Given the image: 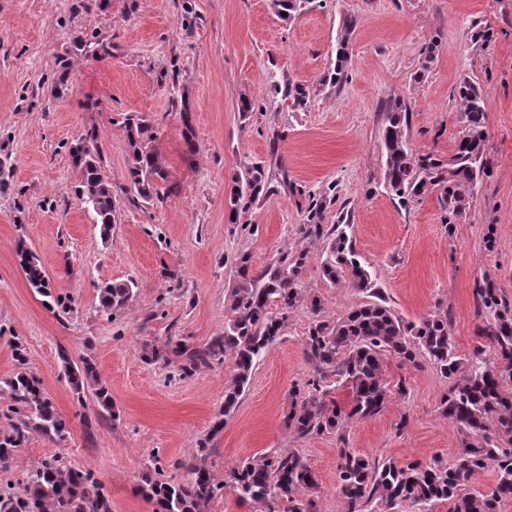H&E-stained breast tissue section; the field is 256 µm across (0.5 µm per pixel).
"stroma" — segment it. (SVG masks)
<instances>
[{
    "instance_id": "stroma-1",
    "label": "stroma",
    "mask_w": 512,
    "mask_h": 512,
    "mask_svg": "<svg viewBox=\"0 0 512 512\" xmlns=\"http://www.w3.org/2000/svg\"><path fill=\"white\" fill-rule=\"evenodd\" d=\"M347 19V78L322 85ZM478 25L489 41L474 42ZM434 38L440 45L424 61ZM464 77L486 93L494 165L465 214L448 222L436 193L402 208L386 192L379 132L387 105L403 97L413 149L448 158L463 126L454 90ZM292 84L309 89L306 108L286 98ZM244 95L253 112H239ZM175 97L190 111L196 151L185 144ZM131 114L152 126L177 187L162 200L128 186ZM91 134L116 209L105 239L78 197L71 156ZM248 162L264 165L271 190L233 224L231 179ZM328 192L324 227L350 214L355 249L392 311L413 324L445 317L459 358L480 348L496 362L480 336L474 288L490 282L512 306V0H327L288 21L270 0H0V381L26 369L69 427L61 440L28 433L0 468V498L20 494L28 473L59 454L93 471L111 512H154L145 478H180L182 462L204 445L219 480L245 460L299 453L318 480V512H343L340 447L401 465L453 459L462 434L441 401L454 382L426 360H387L388 380L405 391L377 415L306 436L286 423L295 389L313 374L305 354L312 300L336 320L367 299L325 281L324 238L298 231L309 194ZM21 240L61 304L29 286L14 257ZM302 251V299L225 410L233 356L187 374L172 348L223 335L239 256L258 272ZM130 279L127 306L103 315L99 285ZM155 350L163 360L151 361ZM67 360L94 365L111 409L92 391L74 394ZM219 419L224 428L212 433Z\"/></svg>"
}]
</instances>
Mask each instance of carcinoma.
<instances>
[{"instance_id":"cac0c4a2","label":"carcinoma","mask_w":512,"mask_h":512,"mask_svg":"<svg viewBox=\"0 0 512 512\" xmlns=\"http://www.w3.org/2000/svg\"><path fill=\"white\" fill-rule=\"evenodd\" d=\"M314 0H273L274 13L287 20L306 9ZM351 20L343 22L335 49L336 61L329 81L339 84L346 78L345 54ZM463 126L448 160L411 147L409 106L396 98L386 112L381 131L383 187L401 205H407L431 191L439 193L442 208L453 217L465 213L475 189L489 176L491 160L486 151V97L468 78L455 88ZM294 109L306 108L310 92L303 86L288 87ZM125 131L132 149L128 169L129 186L141 198H162L160 183L166 181L164 163L152 146V127L143 118L127 119ZM95 137L84 138L72 149L74 166L80 173L79 199L90 201L100 235L108 237L114 223L115 206L112 184L102 173ZM269 191L268 176L259 163L244 165L232 180L229 193L230 223L239 220L260 195ZM327 208L326 196L312 198L306 207V222L300 232L306 236L327 235L320 268L330 282L343 281L365 292L372 300L354 308L335 321L322 316L320 303L312 300L317 320L306 337V356L316 365V376L305 384L307 391L299 406L287 415V423L300 435L340 430L343 422L354 416L367 418L382 411L390 382L385 375V359L395 355L405 363L429 361L448 379L462 374L445 396L443 415L465 432L462 447L454 461L434 458L428 463L414 462L399 466L391 461L372 462L351 448L339 449L338 488L344 512H365L375 507L392 512L403 504L415 512H433L441 503L448 512H499L500 505L512 500V315L499 309L495 289H476L477 302L486 317L483 337L496 351L499 362L492 365L478 349L467 363L454 351L448 333V320L428 316L419 324L403 323L375 291V277L357 255L347 233L345 220L325 231L322 227ZM18 263L29 285L50 295L49 277L30 248L19 242ZM308 255L299 253L276 258L252 274L250 258L237 259L235 284L231 289V316L224 335L213 337L203 347L175 346L173 353L185 357L183 370L192 372L211 360L235 358L236 374L225 387L224 413L243 394L252 371L267 348L275 342L296 308L299 282L305 272ZM130 282H111L100 288L99 309L112 315L123 309L132 297ZM68 381L83 398L90 387L98 403L111 406L107 387L97 378L91 363L74 366L63 359ZM334 375L351 385L353 401L350 412L337 408L327 399L323 381ZM7 394L19 405L24 429L0 438V467L9 463L14 449L33 430L51 439H61L68 432L67 422L56 411L40 379L20 370L4 381ZM205 448L197 449L183 464L185 477L175 481L157 478L148 485V495L156 500L158 512H209L224 484L209 468ZM487 468L497 474L495 487L489 491L468 490L473 476ZM230 485L239 499L250 502L259 512H317L316 502L305 494L318 488L315 474L296 452L266 454L248 461L228 474ZM11 512H110L108 500L88 472L73 468L63 458L43 460L27 477L25 497Z\"/></svg>"}]
</instances>
